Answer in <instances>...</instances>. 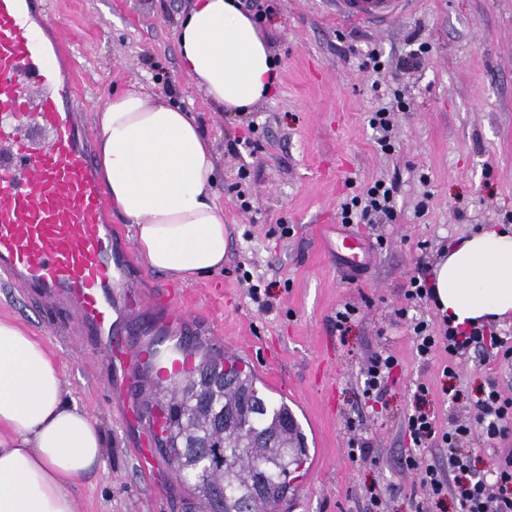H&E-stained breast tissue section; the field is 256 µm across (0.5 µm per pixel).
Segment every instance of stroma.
<instances>
[{"label":"stroma","instance_id":"stroma-1","mask_svg":"<svg viewBox=\"0 0 512 512\" xmlns=\"http://www.w3.org/2000/svg\"><path fill=\"white\" fill-rule=\"evenodd\" d=\"M262 2L275 6L262 28L276 82L250 111L233 113L206 100L180 67L177 27L193 0H47L72 48L88 114L141 87L193 112L213 146L224 267L187 283L135 263L149 301L129 316L141 331L133 342L200 343L236 355L268 396L287 400L309 455L280 512H368L372 487L386 491L388 512H411L410 498L422 490L401 460L416 384L431 386L429 407L443 426L449 416H469L486 381L512 397V364L474 350L458 362L460 399L444 394L447 351L420 361L397 314L410 278L431 273L448 242L489 225L512 229V0H412L380 29L338 21L333 0ZM422 42L428 54L405 68ZM374 49L386 63L377 72L364 66ZM392 89L407 107L394 112L392 146L383 152L369 117ZM394 178V220L342 226L346 194ZM350 233L365 245L355 263L336 249ZM245 270L271 284L268 307L240 284ZM347 303L358 313L341 334L333 322ZM0 319L42 342L70 397L105 434L102 465L75 482L76 512H195L158 450L142 464L148 420L133 368L95 363L75 324L1 279ZM380 353L399 365L382 402L368 405L362 370ZM354 434L370 442L367 461L348 457Z\"/></svg>","mask_w":512,"mask_h":512}]
</instances>
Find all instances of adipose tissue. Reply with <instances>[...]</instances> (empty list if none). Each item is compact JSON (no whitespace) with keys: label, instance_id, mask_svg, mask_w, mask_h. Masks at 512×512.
Listing matches in <instances>:
<instances>
[{"label":"adipose tissue","instance_id":"1","mask_svg":"<svg viewBox=\"0 0 512 512\" xmlns=\"http://www.w3.org/2000/svg\"><path fill=\"white\" fill-rule=\"evenodd\" d=\"M177 41L182 69L222 109L247 111L271 91L276 65L234 0H196ZM96 136L107 195L129 220L142 262L185 281L223 268L214 156L193 115L131 90L99 107ZM431 284L441 315L459 328L511 315L512 233L482 230L453 243ZM104 450L45 346L0 319V512H75L73 485Z\"/></svg>","mask_w":512,"mask_h":512}]
</instances>
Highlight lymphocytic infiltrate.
<instances>
[{"label":"lymphocytic infiltrate","instance_id":"lymphocytic-infiltrate-1","mask_svg":"<svg viewBox=\"0 0 512 512\" xmlns=\"http://www.w3.org/2000/svg\"><path fill=\"white\" fill-rule=\"evenodd\" d=\"M395 186L375 182L365 192L353 195L342 205L343 224H367L372 214H384L394 219ZM413 321V344L417 356L428 359L438 349H445L456 358L470 349H496L504 362L512 361V342L489 333L486 327L462 331L443 322L430 329L426 320ZM430 390L418 383L415 404L404 418V429L410 451L403 460L404 468L414 474L427 499L416 502L414 512H441L446 499H453L458 512H512V452L498 457L492 468L477 472L470 456L458 453L462 442L480 436L490 441L505 439L512 433V399L503 396L496 383H488L473 403V414L465 420L449 419L440 427L426 408ZM428 448L448 451V466L423 462L422 453Z\"/></svg>","mask_w":512,"mask_h":512}]
</instances>
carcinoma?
Listing matches in <instances>:
<instances>
[{"label":"carcinoma","instance_id":"carcinoma-1","mask_svg":"<svg viewBox=\"0 0 512 512\" xmlns=\"http://www.w3.org/2000/svg\"><path fill=\"white\" fill-rule=\"evenodd\" d=\"M195 358L169 384L145 383V407L163 422L156 447L204 512H279L307 442L288 403L267 399L241 361Z\"/></svg>","mask_w":512,"mask_h":512}]
</instances>
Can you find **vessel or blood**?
I'll use <instances>...</instances> for the list:
<instances>
[{
    "label": "vessel or blood",
    "mask_w": 512,
    "mask_h": 512,
    "mask_svg": "<svg viewBox=\"0 0 512 512\" xmlns=\"http://www.w3.org/2000/svg\"><path fill=\"white\" fill-rule=\"evenodd\" d=\"M408 0H335L337 18L383 26ZM61 23L44 0H0V278L67 311L99 362L126 365L118 337L144 298L92 162Z\"/></svg>",
    "instance_id": "obj_1"
}]
</instances>
